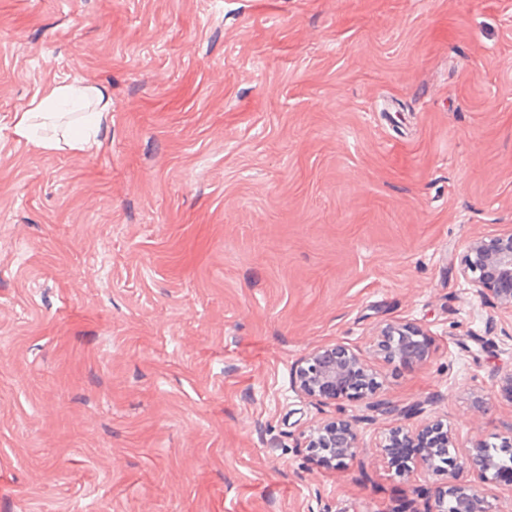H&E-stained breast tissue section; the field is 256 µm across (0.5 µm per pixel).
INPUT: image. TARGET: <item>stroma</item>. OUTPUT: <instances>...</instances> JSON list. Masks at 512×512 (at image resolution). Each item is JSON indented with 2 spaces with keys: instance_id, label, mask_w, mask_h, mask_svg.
Masks as SVG:
<instances>
[{
  "instance_id": "obj_1",
  "label": "stroma",
  "mask_w": 512,
  "mask_h": 512,
  "mask_svg": "<svg viewBox=\"0 0 512 512\" xmlns=\"http://www.w3.org/2000/svg\"><path fill=\"white\" fill-rule=\"evenodd\" d=\"M73 80L96 145L14 134ZM509 226L512 0H0V512H425L391 428L512 437V314L460 275ZM405 321L431 359L375 361ZM336 342L391 413L293 389ZM89 97L95 98L99 105L96 112H90L84 118V123L70 130L69 136L72 141L71 147L84 149L90 142H96L102 130V123L105 120V113L109 112L108 100L104 91L90 85L78 83H60L53 86L39 89L22 112H16L14 117V132L17 136L32 140L37 135L39 126L45 128L47 121L54 125V119L61 116L57 112L60 107L68 103H78ZM42 119L40 124L35 119ZM356 424L334 420L313 426L304 434V448L312 460L323 468L336 469L362 450Z\"/></svg>"
}]
</instances>
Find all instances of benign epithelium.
<instances>
[{"label": "benign epithelium", "mask_w": 512, "mask_h": 512, "mask_svg": "<svg viewBox=\"0 0 512 512\" xmlns=\"http://www.w3.org/2000/svg\"><path fill=\"white\" fill-rule=\"evenodd\" d=\"M460 275L476 295L491 297L496 308L512 313V227L493 237L472 240ZM373 346L375 356L387 362L423 365L432 355L428 335L413 322L383 326L374 337ZM292 385L302 395L320 403L370 399L378 389L366 360L341 343L317 347L302 357L293 371ZM417 443L427 448L422 466L436 476L443 474L439 458L443 452L457 447L451 429L438 421L415 430L398 426L390 431L383 448L387 453L396 444ZM304 448L317 465L336 469L356 457L363 445L355 423L334 420L310 428L304 434ZM466 466L481 485L497 482L502 471L512 467L482 442L472 444ZM453 479L454 474L450 473L446 485L437 487L434 504L427 512H486L479 491L461 487Z\"/></svg>", "instance_id": "benign-epithelium-1"}]
</instances>
